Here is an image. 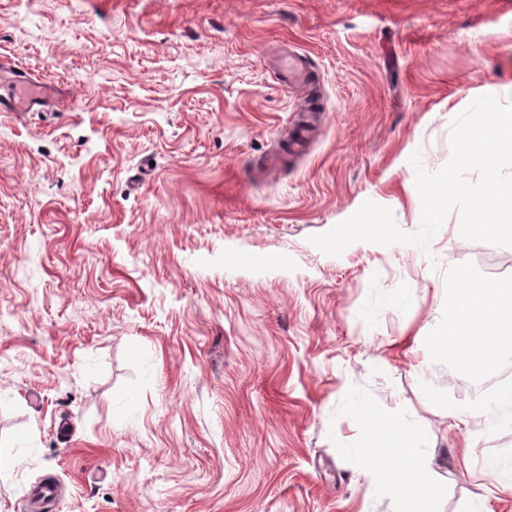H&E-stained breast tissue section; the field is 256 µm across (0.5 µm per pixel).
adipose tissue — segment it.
<instances>
[{"mask_svg": "<svg viewBox=\"0 0 512 512\" xmlns=\"http://www.w3.org/2000/svg\"><path fill=\"white\" fill-rule=\"evenodd\" d=\"M416 346L448 360L473 382H481L493 364L512 360V284L475 282L461 277L450 290L448 328L436 336L416 335ZM432 403L447 409L449 429H462L455 454L459 466L481 461L489 478L484 494L471 499L463 512H490L488 498L512 496V451L478 459L488 435L512 428V381L479 392L470 402H447L442 391L430 392ZM344 409L363 424L364 442L347 455L380 497L390 499L396 512H429L438 473L425 451V433L417 421L380 415L361 395L350 396Z\"/></svg>", "mask_w": 512, "mask_h": 512, "instance_id": "1", "label": "adipose tissue"}]
</instances>
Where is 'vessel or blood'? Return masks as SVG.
Returning <instances> with one entry per match:
<instances>
[{"label": "vessel or blood", "mask_w": 512, "mask_h": 512, "mask_svg": "<svg viewBox=\"0 0 512 512\" xmlns=\"http://www.w3.org/2000/svg\"><path fill=\"white\" fill-rule=\"evenodd\" d=\"M311 78L308 62L300 54L289 55L281 71L282 81H307ZM0 85L6 87V95L0 96V112L22 115L49 106L57 95L56 88L33 79L25 71L0 60Z\"/></svg>", "instance_id": "vessel-or-blood-1"}]
</instances>
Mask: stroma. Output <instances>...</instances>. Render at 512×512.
<instances>
[{"label":"stroma","mask_w":512,"mask_h":512,"mask_svg":"<svg viewBox=\"0 0 512 512\" xmlns=\"http://www.w3.org/2000/svg\"><path fill=\"white\" fill-rule=\"evenodd\" d=\"M1 58L65 95L0 112V512L45 479L50 512H391L352 392L419 421L435 512L482 493L427 399L471 382L408 338L512 247L455 211L425 252L309 238L367 201L418 229L411 155L512 101V0H0ZM281 79L286 85L290 79L307 81L311 79V71L306 57L301 54H290L281 71Z\"/></svg>","instance_id":"obj_1"}]
</instances>
